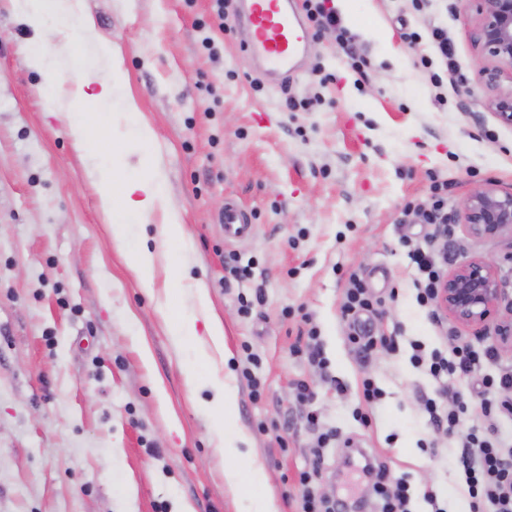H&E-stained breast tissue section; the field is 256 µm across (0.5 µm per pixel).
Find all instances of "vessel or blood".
<instances>
[{
  "label": "vessel or blood",
  "instance_id": "vessel-or-blood-1",
  "mask_svg": "<svg viewBox=\"0 0 512 512\" xmlns=\"http://www.w3.org/2000/svg\"><path fill=\"white\" fill-rule=\"evenodd\" d=\"M241 25L248 32L244 51L269 73L288 78L296 73L298 59L310 38L293 0H237ZM224 237L250 236L254 227L235 201L224 204Z\"/></svg>",
  "mask_w": 512,
  "mask_h": 512
}]
</instances>
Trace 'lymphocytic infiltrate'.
Masks as SVG:
<instances>
[{"instance_id": "f902f5d3", "label": "lymphocytic infiltrate", "mask_w": 512, "mask_h": 512, "mask_svg": "<svg viewBox=\"0 0 512 512\" xmlns=\"http://www.w3.org/2000/svg\"><path fill=\"white\" fill-rule=\"evenodd\" d=\"M408 257L416 270L413 285L418 303L435 306L443 274L432 236L411 248ZM378 304L363 279L350 275L342 316L350 328L347 339L359 351L398 349L394 339L370 335L357 326L362 315L376 313ZM410 348L411 364L423 370L434 385L433 396L423 399L422 411L436 431V445L447 444L454 436L459 439L456 466L464 476L470 512H512V439L500 432L502 420L512 417V365L499 364L493 349H479L468 343L429 349L414 340ZM478 372L483 375V390L477 405L468 404L459 395L449 396V378L463 379ZM448 396L453 399L449 405L444 402ZM333 438L330 431L316 438V466L299 475L301 496L297 512H345L347 508L346 502L327 498L316 487L324 450ZM361 471L379 512H413L414 494L406 477L394 476L386 465L370 460L364 462Z\"/></svg>"}]
</instances>
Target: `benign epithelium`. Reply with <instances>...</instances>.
Returning <instances> with one entry per match:
<instances>
[{
    "instance_id": "benign-epithelium-1",
    "label": "benign epithelium",
    "mask_w": 512,
    "mask_h": 512,
    "mask_svg": "<svg viewBox=\"0 0 512 512\" xmlns=\"http://www.w3.org/2000/svg\"><path fill=\"white\" fill-rule=\"evenodd\" d=\"M474 11L472 43L477 80L493 89L488 106L497 120L512 127V0H468ZM465 230L477 237L512 239V192L487 186L476 189L462 207ZM502 290L496 263L473 258L451 269L438 291V307L464 326L497 319ZM509 317L498 319L496 340L512 350V303Z\"/></svg>"
}]
</instances>
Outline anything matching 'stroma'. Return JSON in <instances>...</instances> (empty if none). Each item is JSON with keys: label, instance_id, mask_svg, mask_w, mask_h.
Here are the masks:
<instances>
[{"label": "stroma", "instance_id": "1", "mask_svg": "<svg viewBox=\"0 0 512 512\" xmlns=\"http://www.w3.org/2000/svg\"><path fill=\"white\" fill-rule=\"evenodd\" d=\"M345 3L342 22L368 67L352 69L323 32L282 85L243 52L240 24L212 25L211 0H78L85 24L59 64L71 81L90 73L108 82L121 55L122 82L97 110L118 136L124 123L115 114L131 99L157 139L147 151L127 144L112 164L126 176L150 157L164 171L194 243L190 274L205 283L224 327L226 362L215 370L202 357L204 323L192 336L172 333L164 306L193 310L174 271L158 262L148 292L123 262L160 215L130 222L124 247L113 243L91 173L101 149L69 136L68 103L48 108L26 60L35 33L12 0H0V512H176L184 502L193 512H255L266 496L278 512H293L283 492L311 466L310 408L336 432L320 492L342 495L353 443L414 488L435 487L448 512H469L450 465L455 446L435 460L426 449L434 434L419 397L430 386L411 365L408 342L438 347L447 334L492 346L496 338L449 318L443 329L432 324L407 257L428 227L405 206L426 201L434 180L447 181L449 265L495 261L512 291V248L471 236L460 218L476 187L512 191V128L491 113L492 92L476 78L464 0ZM435 26L448 34L456 69L439 88L431 81L443 71ZM316 66L335 82L319 86ZM288 95L308 109L285 111ZM228 199L250 214L255 235L225 239L219 215ZM231 254L250 276L228 275ZM353 272L382 302L377 330L400 329L398 353L352 351L340 306ZM257 296L261 304L242 313L241 298ZM300 308L343 391L291 353ZM190 366L193 381L184 375ZM249 368L260 396L243 376ZM215 374L233 386V425L247 437L235 456L219 447L204 405ZM366 378L385 395L364 422L357 410ZM299 379L314 386L311 407L295 399ZM229 471L242 490L227 483Z\"/></svg>", "mask_w": 512, "mask_h": 512}]
</instances>
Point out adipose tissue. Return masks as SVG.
Wrapping results in <instances>:
<instances>
[{"mask_svg": "<svg viewBox=\"0 0 512 512\" xmlns=\"http://www.w3.org/2000/svg\"><path fill=\"white\" fill-rule=\"evenodd\" d=\"M23 19L37 32L31 41L28 62L43 78L47 103H54L57 90L67 77L59 66L62 46L56 45L52 34L42 26L47 16L55 14L58 0H15ZM92 171L98 187L100 205L112 219V238L122 242L125 238L128 218H144L161 212L164 221L159 226L161 242L168 250L169 260L175 268H182L185 255L193 248L187 238L180 213L174 204L164 174L151 167L133 177L116 176L112 167L100 162Z\"/></svg>", "mask_w": 512, "mask_h": 512, "instance_id": "1", "label": "adipose tissue"}]
</instances>
